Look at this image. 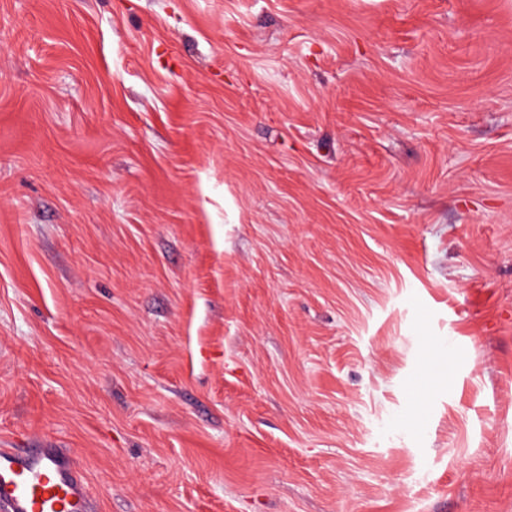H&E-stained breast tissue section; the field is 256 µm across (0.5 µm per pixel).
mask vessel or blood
<instances>
[{
  "label": "vessel or blood",
  "instance_id": "vessel-or-blood-1",
  "mask_svg": "<svg viewBox=\"0 0 512 512\" xmlns=\"http://www.w3.org/2000/svg\"><path fill=\"white\" fill-rule=\"evenodd\" d=\"M0 512H90L72 452L0 448Z\"/></svg>",
  "mask_w": 512,
  "mask_h": 512
}]
</instances>
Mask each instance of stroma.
<instances>
[{"label":"stroma","mask_w":512,"mask_h":512,"mask_svg":"<svg viewBox=\"0 0 512 512\" xmlns=\"http://www.w3.org/2000/svg\"><path fill=\"white\" fill-rule=\"evenodd\" d=\"M20 445L93 512H512V0H0Z\"/></svg>","instance_id":"stroma-1"}]
</instances>
